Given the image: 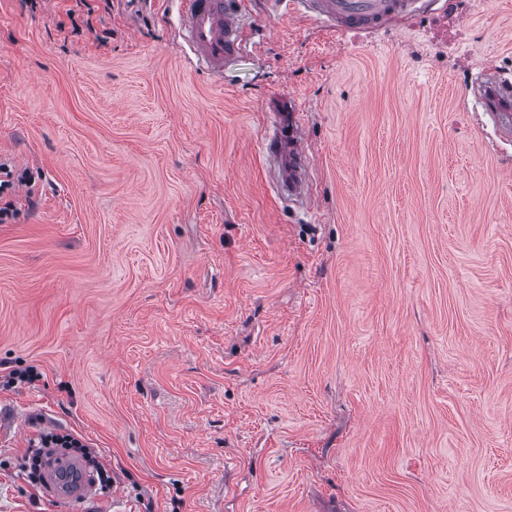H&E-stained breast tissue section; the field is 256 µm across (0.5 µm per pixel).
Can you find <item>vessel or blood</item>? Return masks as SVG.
<instances>
[{
    "mask_svg": "<svg viewBox=\"0 0 512 512\" xmlns=\"http://www.w3.org/2000/svg\"><path fill=\"white\" fill-rule=\"evenodd\" d=\"M179 32L197 59L210 73H220L226 61L244 48L237 0H175ZM422 0H302L306 13L331 27L365 28L418 11ZM480 99L491 112H512V93L502 90L493 76H486ZM282 133L268 136L267 154L275 161L290 159L285 169L289 194L302 197L309 192L305 152L295 149L285 156ZM45 482L57 497L69 501L94 502V487L81 474L79 461L55 456L49 459Z\"/></svg>",
    "mask_w": 512,
    "mask_h": 512,
    "instance_id": "obj_1",
    "label": "vessel or blood"
}]
</instances>
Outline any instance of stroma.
Instances as JSON below:
<instances>
[{
    "mask_svg": "<svg viewBox=\"0 0 512 512\" xmlns=\"http://www.w3.org/2000/svg\"><path fill=\"white\" fill-rule=\"evenodd\" d=\"M360 30L243 0L209 75L167 0H0V512L80 435L99 512H512V0ZM109 30L107 45L94 31ZM295 104L311 198L263 140ZM480 99L489 112H512L511 91L499 88L492 75L482 82ZM2 174L5 179H2ZM0 224H8L9 220H15L20 210L16 207L13 199L5 200L2 203V196L7 193L9 189H13L12 173L6 167H0ZM40 444V447L43 448H76L82 452L86 459L89 460L90 458L86 452V449H89L88 446L71 433L61 434L49 432L43 434L41 436Z\"/></svg>",
    "mask_w": 512,
    "mask_h": 512,
    "instance_id": "1",
    "label": "stroma"
}]
</instances>
